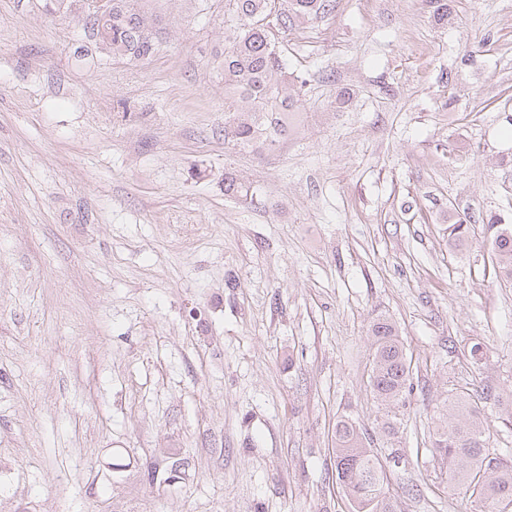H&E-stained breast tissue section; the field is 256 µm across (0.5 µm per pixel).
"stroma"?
<instances>
[{
  "label": "stroma",
  "instance_id": "1",
  "mask_svg": "<svg viewBox=\"0 0 512 512\" xmlns=\"http://www.w3.org/2000/svg\"><path fill=\"white\" fill-rule=\"evenodd\" d=\"M138 6L158 46L130 61L0 0V512H349L343 417L400 512H467L428 428L451 390L512 387L487 226L512 218V0H448L444 26L336 0L280 43L307 83L262 152L224 136V0ZM381 315L412 359L395 440ZM370 333L373 350L370 386L377 401L387 411L382 429L391 439L398 437L405 414L411 385V360L396 325L387 317L376 319Z\"/></svg>",
  "mask_w": 512,
  "mask_h": 512
}]
</instances>
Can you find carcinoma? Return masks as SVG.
I'll return each mask as SVG.
<instances>
[{"label":"carcinoma","instance_id":"cac0c4a2","mask_svg":"<svg viewBox=\"0 0 512 512\" xmlns=\"http://www.w3.org/2000/svg\"><path fill=\"white\" fill-rule=\"evenodd\" d=\"M136 0H113L112 19L87 28L101 53L142 60L156 49L154 26L135 7ZM270 0H224V135L242 147L270 149L288 133V113L303 107L288 74L278 36L324 15L334 0H288L276 31L255 25ZM224 193L248 198L250 186L232 173L224 175ZM495 261L500 277L512 283V224L496 216ZM461 221L448 225V245L456 247L469 237ZM372 370L370 386L386 410L384 434H399L401 411L406 409L412 374L411 360L396 325L386 317L370 328ZM501 409L512 424V389L505 393L487 384L482 395L452 391L444 401L432 435L433 455L448 469V488L471 506L470 512H507L512 507V459L489 452L490 431L485 421L487 403ZM335 457L338 481L351 512H397L388 489L384 465L370 448L369 436L354 420L336 422Z\"/></svg>","mask_w":512,"mask_h":512}]
</instances>
